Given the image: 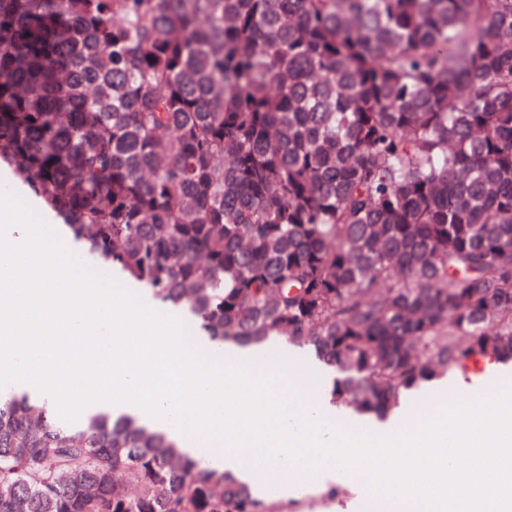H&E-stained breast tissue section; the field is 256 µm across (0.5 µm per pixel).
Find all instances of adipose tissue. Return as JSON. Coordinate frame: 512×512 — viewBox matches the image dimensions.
<instances>
[{
  "mask_svg": "<svg viewBox=\"0 0 512 512\" xmlns=\"http://www.w3.org/2000/svg\"><path fill=\"white\" fill-rule=\"evenodd\" d=\"M63 235L0 216V386L33 391L61 418L129 415L162 432L191 458L245 484L254 498L298 507L310 492L347 484L331 512H512V456L497 458L499 479L483 471L451 480L465 439L436 437L418 461L436 460V478L422 484L415 472L391 480L346 470L335 457L338 437L372 456L411 447L405 408L383 420H365L336 403L330 389L309 390L298 375L267 360L265 349L222 344L198 332L185 348L178 325L184 313L161 310L150 291L126 280L144 322L129 331L121 296L76 273L51 249ZM165 314V325L153 324ZM289 386L315 428H293L281 388ZM304 459L305 480L285 477L280 462Z\"/></svg>",
  "mask_w": 512,
  "mask_h": 512,
  "instance_id": "1",
  "label": "adipose tissue"
}]
</instances>
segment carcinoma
Segmentation results:
<instances>
[{
	"mask_svg": "<svg viewBox=\"0 0 512 512\" xmlns=\"http://www.w3.org/2000/svg\"><path fill=\"white\" fill-rule=\"evenodd\" d=\"M0 160L219 342L381 416L512 362V0H0ZM130 419L0 398V512H283ZM283 350L288 354V347L283 346ZM288 369H298L300 372L307 375L315 385L319 386L321 380L325 382V375L319 370V366L314 362L312 356L307 351H304L298 357H293L288 354L285 361Z\"/></svg>",
	"mask_w": 512,
	"mask_h": 512,
	"instance_id": "obj_1",
	"label": "carcinoma"
}]
</instances>
